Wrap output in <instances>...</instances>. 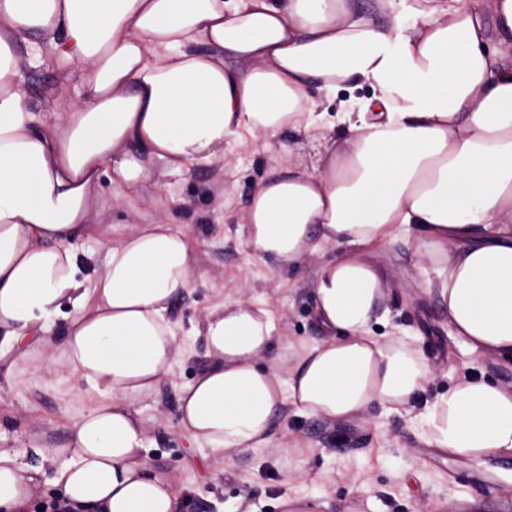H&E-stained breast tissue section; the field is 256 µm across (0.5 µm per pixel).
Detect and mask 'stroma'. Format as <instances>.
<instances>
[{
	"label": "stroma",
	"mask_w": 512,
	"mask_h": 512,
	"mask_svg": "<svg viewBox=\"0 0 512 512\" xmlns=\"http://www.w3.org/2000/svg\"><path fill=\"white\" fill-rule=\"evenodd\" d=\"M39 42L33 35L17 46L20 89L42 124L50 126L58 73L30 65ZM287 162L282 149L265 153L232 141L222 156L192 166L182 177L155 167L130 189L126 203L113 204L110 193H103L92 216L99 235L71 241L83 279L105 265L100 234L127 233L166 214L174 230L193 238L195 287L172 313L178 355L170 376L137 403L149 463L190 487L182 512H281L278 501L285 495L321 498L323 512H345L349 506L356 512H491L495 505L512 506V455L457 457L429 445L413 416L403 412L377 407L331 424L289 408L272 425L270 447L228 448L220 455L185 437L178 394L200 370L203 344L193 332L209 309L230 297L268 303L284 347L314 345L329 336L315 318L316 265L306 261L283 268L252 255L246 244L244 216L251 197ZM417 244V236H402L372 256L389 275L374 334L416 336L417 346L438 363L426 401L467 377L511 388L512 362L477 359L454 336L445 304L425 286L428 269L415 256ZM89 403L87 385L70 374L61 349H44L39 337L31 336L0 352V450L24 439L63 444L72 420ZM369 499L374 508L366 507Z\"/></svg>",
	"instance_id": "obj_1"
}]
</instances>
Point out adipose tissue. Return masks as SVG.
<instances>
[{
  "label": "adipose tissue",
  "instance_id": "adipose-tissue-1",
  "mask_svg": "<svg viewBox=\"0 0 512 512\" xmlns=\"http://www.w3.org/2000/svg\"><path fill=\"white\" fill-rule=\"evenodd\" d=\"M0 0V348L65 317L68 367L94 402L60 447L0 450V512H26L58 464L73 512H181L186 487L151 468L138 397L172 368L170 312L195 249L166 218L109 244L78 280L73 237L103 183L115 198L155 166L184 175L228 140L287 133L303 152L254 192L244 224L262 259L314 256L328 340L282 352L269 308L223 300L203 319L205 361L179 394L186 436L220 455L266 448L285 406L330 422L375 406L410 411L435 377L406 335L371 323L387 275L370 256L416 230L456 336L512 360V0ZM82 71V102L39 127L19 89L17 42ZM373 94L329 117L311 88ZM71 309L62 312V301ZM429 444L459 457L512 453V389L464 379L426 404Z\"/></svg>",
  "mask_w": 512,
  "mask_h": 512
}]
</instances>
